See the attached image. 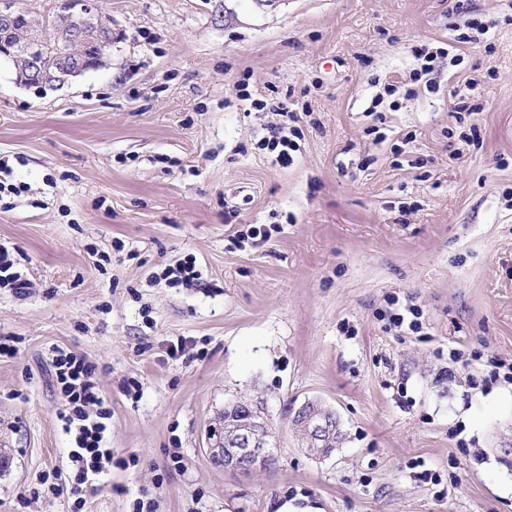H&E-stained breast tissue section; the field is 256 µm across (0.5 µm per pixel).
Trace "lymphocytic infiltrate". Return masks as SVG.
Masks as SVG:
<instances>
[{
    "instance_id": "1",
    "label": "lymphocytic infiltrate",
    "mask_w": 512,
    "mask_h": 512,
    "mask_svg": "<svg viewBox=\"0 0 512 512\" xmlns=\"http://www.w3.org/2000/svg\"><path fill=\"white\" fill-rule=\"evenodd\" d=\"M57 389L66 401L61 418L73 437L69 471L54 470L49 491L67 496L70 512H84L88 494L99 477L112 469V450L107 446V431L112 411L95 382L97 367L84 356L59 351L53 360Z\"/></svg>"
}]
</instances>
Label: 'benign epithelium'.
Segmentation results:
<instances>
[{
	"mask_svg": "<svg viewBox=\"0 0 512 512\" xmlns=\"http://www.w3.org/2000/svg\"><path fill=\"white\" fill-rule=\"evenodd\" d=\"M83 15L95 18L97 27H91L85 20L74 22L65 36L63 49L51 53L44 38L33 37L22 44L0 41V57L19 56L28 71L22 82H39L50 67L54 66L63 74V80L82 74L88 68V50L95 33L103 30L112 33V19L102 18L93 7V0H80ZM20 18L17 0H0V29L10 31ZM319 404L307 401L295 411L298 419L310 434L309 447L317 457L331 453V449L320 445L324 423L318 417ZM276 443L271 440V431L260 406L246 407V419L224 425V443L221 448L209 449L213 457L224 469L233 472H251L265 469L274 464L271 449Z\"/></svg>",
	"mask_w": 512,
	"mask_h": 512,
	"instance_id": "obj_1",
	"label": "benign epithelium"
}]
</instances>
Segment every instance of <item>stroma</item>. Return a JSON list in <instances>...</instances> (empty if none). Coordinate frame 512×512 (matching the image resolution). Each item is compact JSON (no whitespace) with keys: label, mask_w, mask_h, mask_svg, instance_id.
<instances>
[{"label":"stroma","mask_w":512,"mask_h":512,"mask_svg":"<svg viewBox=\"0 0 512 512\" xmlns=\"http://www.w3.org/2000/svg\"><path fill=\"white\" fill-rule=\"evenodd\" d=\"M465 4L94 0L105 67L41 90L0 62V248L33 284L0 288V512L69 510L43 482L72 446L57 348L97 364L112 410L86 512H512V383L470 381L512 360V0ZM470 9L495 28L436 90L412 83L415 48H452ZM472 77L476 146L448 134ZM240 82L297 113L292 164L258 149L279 117ZM388 83L416 95L370 111ZM187 255L200 287L154 281ZM390 294L421 307V333L379 320ZM308 399L343 433L322 459L291 429ZM237 401L261 403L271 468L211 460Z\"/></svg>","instance_id":"obj_1"}]
</instances>
